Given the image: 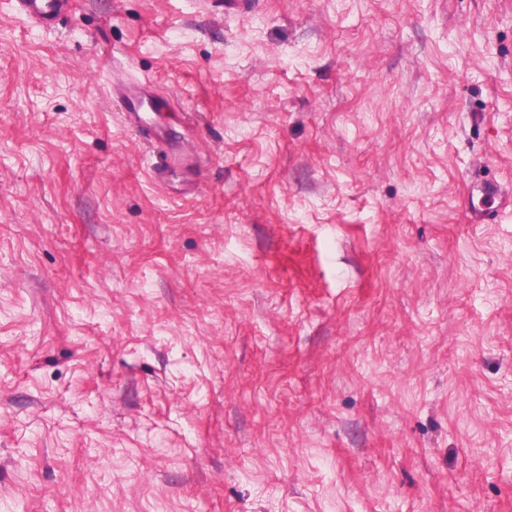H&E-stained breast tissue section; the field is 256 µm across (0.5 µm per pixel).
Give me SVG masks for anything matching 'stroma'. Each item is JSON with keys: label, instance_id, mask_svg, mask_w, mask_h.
<instances>
[{"label": "stroma", "instance_id": "stroma-1", "mask_svg": "<svg viewBox=\"0 0 512 512\" xmlns=\"http://www.w3.org/2000/svg\"><path fill=\"white\" fill-rule=\"evenodd\" d=\"M253 3L0 0V512H512V0ZM13 10L32 24L51 29L67 16L74 0H8ZM113 92L124 102L122 119L126 126L140 133L157 149L150 175L155 183L164 182L170 166L181 159V154L187 155L190 152L175 140L165 126L149 122L147 114L162 112L168 100L143 82L121 81L116 84ZM469 198L467 217L470 223L484 224L491 214V206L496 201L503 207L512 206V191L496 182L470 183L467 189ZM475 198H478L476 201Z\"/></svg>", "mask_w": 512, "mask_h": 512}]
</instances>
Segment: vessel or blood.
<instances>
[{
  "label": "vessel or blood",
  "instance_id": "b4317fda",
  "mask_svg": "<svg viewBox=\"0 0 512 512\" xmlns=\"http://www.w3.org/2000/svg\"><path fill=\"white\" fill-rule=\"evenodd\" d=\"M10 3L15 13L44 29L55 27L74 6V0H10ZM114 92L124 102L122 119L126 126L140 133L156 148L150 175L154 182H164L170 166L188 152L187 147L176 141L165 126L148 119L149 113L160 112L167 107V99L143 82H119ZM467 196V217L473 224L488 220L492 204L512 206V190L496 182L469 184Z\"/></svg>",
  "mask_w": 512,
  "mask_h": 512
}]
</instances>
